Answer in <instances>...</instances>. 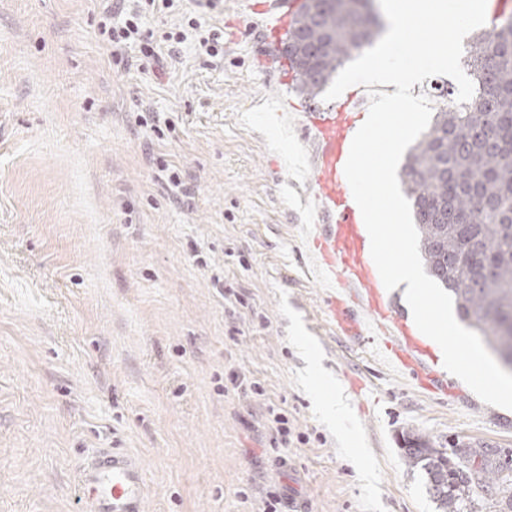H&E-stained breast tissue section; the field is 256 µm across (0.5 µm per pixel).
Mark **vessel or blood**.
Returning <instances> with one entry per match:
<instances>
[{"label": "vessel or blood", "instance_id": "obj_1", "mask_svg": "<svg viewBox=\"0 0 512 512\" xmlns=\"http://www.w3.org/2000/svg\"><path fill=\"white\" fill-rule=\"evenodd\" d=\"M367 99L365 89L360 88L339 106L309 117L316 144L313 199L323 221L304 225L302 234L330 290L343 334L379 337L393 361L411 369L418 384L433 391L440 386L439 377L422 365L432 350L386 298L344 174L356 133L354 112ZM80 485L90 512H143L147 493L144 470L139 459L127 451L110 448L97 452L84 467Z\"/></svg>", "mask_w": 512, "mask_h": 512}]
</instances>
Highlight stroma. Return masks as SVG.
Masks as SVG:
<instances>
[{
    "instance_id": "35a3bbf8",
    "label": "stroma",
    "mask_w": 512,
    "mask_h": 512,
    "mask_svg": "<svg viewBox=\"0 0 512 512\" xmlns=\"http://www.w3.org/2000/svg\"><path fill=\"white\" fill-rule=\"evenodd\" d=\"M252 2L141 12L156 42L198 26L160 73L110 55L107 0H0V512H88L105 448L139 457L144 512H263L274 488L312 512H438L404 432L512 454V410L339 333L301 235L306 115L329 104ZM335 393L342 428L319 408Z\"/></svg>"
}]
</instances>
